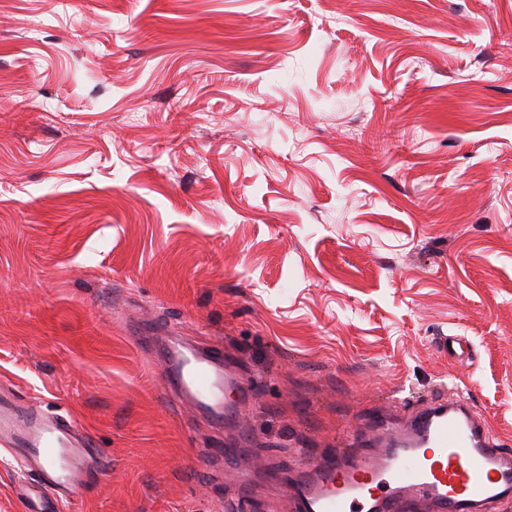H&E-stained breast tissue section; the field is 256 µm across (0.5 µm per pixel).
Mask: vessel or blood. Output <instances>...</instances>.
Listing matches in <instances>:
<instances>
[{"instance_id":"1","label":"vessel or blood","mask_w":512,"mask_h":512,"mask_svg":"<svg viewBox=\"0 0 512 512\" xmlns=\"http://www.w3.org/2000/svg\"><path fill=\"white\" fill-rule=\"evenodd\" d=\"M163 348L170 392L215 425L237 419L259 389L221 350L184 338ZM370 427L373 445L331 453L291 478L296 512H499L512 499V449L466 401L419 405L397 436L383 417ZM0 448L37 476L13 486L27 512H62L76 496V473L94 479L106 466L72 419L46 415L13 388H0Z\"/></svg>"}]
</instances>
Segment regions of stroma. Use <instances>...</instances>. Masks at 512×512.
Returning <instances> with one entry per match:
<instances>
[{
	"label": "stroma",
	"mask_w": 512,
	"mask_h": 512,
	"mask_svg": "<svg viewBox=\"0 0 512 512\" xmlns=\"http://www.w3.org/2000/svg\"><path fill=\"white\" fill-rule=\"evenodd\" d=\"M148 326L262 378L235 425ZM1 386L110 459L64 512H294L396 393L512 437V0H0Z\"/></svg>",
	"instance_id": "1"
}]
</instances>
